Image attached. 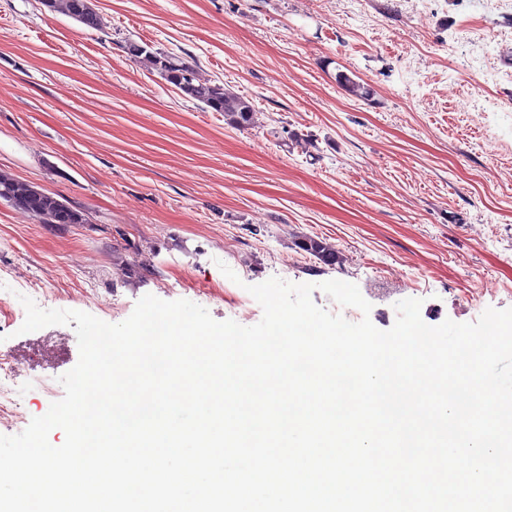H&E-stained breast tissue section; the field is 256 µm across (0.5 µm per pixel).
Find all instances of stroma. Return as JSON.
<instances>
[{"instance_id":"35a3bbf8","label":"stroma","mask_w":512,"mask_h":512,"mask_svg":"<svg viewBox=\"0 0 512 512\" xmlns=\"http://www.w3.org/2000/svg\"><path fill=\"white\" fill-rule=\"evenodd\" d=\"M89 29L42 0H0V174L85 213L45 224L0 202V273L44 309L112 324L151 294L257 324L248 286L356 284L381 330L397 302L476 321L512 308V8L478 0H95ZM179 56L254 105L251 126L183 97L123 49ZM486 64L461 67L476 45ZM350 75L371 95H353ZM324 241L340 264L297 246ZM228 265L236 280L225 277ZM0 295V348L19 367L23 432L64 396L73 326L21 333Z\"/></svg>"}]
</instances>
